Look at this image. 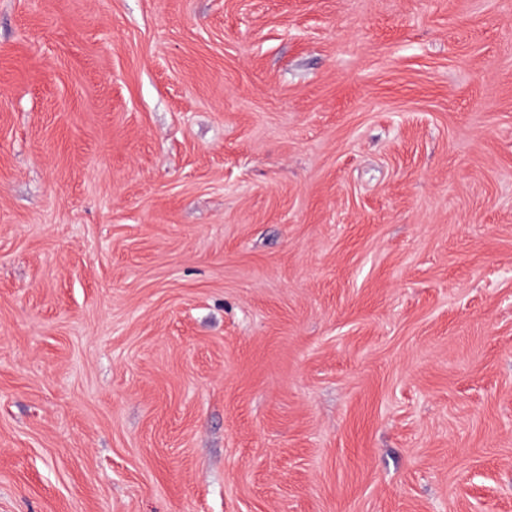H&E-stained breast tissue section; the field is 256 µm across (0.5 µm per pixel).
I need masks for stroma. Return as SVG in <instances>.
<instances>
[{
	"label": "stroma",
	"instance_id": "35a3bbf8",
	"mask_svg": "<svg viewBox=\"0 0 512 512\" xmlns=\"http://www.w3.org/2000/svg\"><path fill=\"white\" fill-rule=\"evenodd\" d=\"M0 512H512V0H0Z\"/></svg>",
	"mask_w": 512,
	"mask_h": 512
}]
</instances>
